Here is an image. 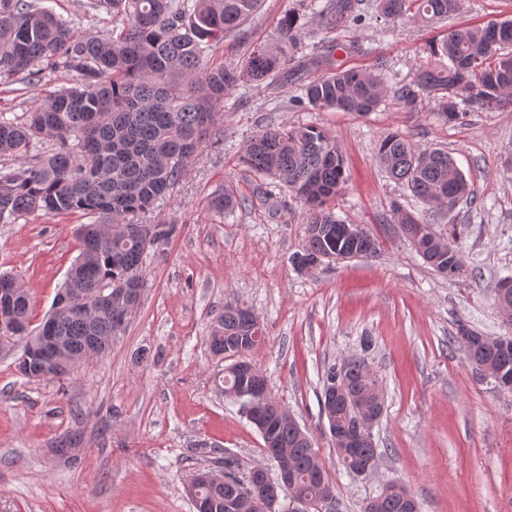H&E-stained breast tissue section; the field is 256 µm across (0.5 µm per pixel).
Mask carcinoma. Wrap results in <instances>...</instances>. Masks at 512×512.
I'll use <instances>...</instances> for the list:
<instances>
[{"label": "carcinoma", "instance_id": "cac0c4a2", "mask_svg": "<svg viewBox=\"0 0 512 512\" xmlns=\"http://www.w3.org/2000/svg\"><path fill=\"white\" fill-rule=\"evenodd\" d=\"M45 0H0V78L25 75L29 80L46 68L74 74L68 87L49 95L22 116L0 113V155L20 158L35 143L55 145L27 167L0 168V223L15 224L35 213L56 217L82 213L92 221L77 230L80 252L68 270L62 297L80 299L110 286L145 287L140 241L121 233L104 232L101 224L141 222L159 197L180 181L191 157L206 143L222 140L213 108L240 85H272L281 75L282 46L259 44L236 66L215 63L216 47L259 10L262 0H89L81 14L66 16L43 5ZM363 0H309L317 29L307 30L300 16L284 14L277 22L288 46L296 47L318 33H334L364 20ZM465 0H376L378 16L386 21L420 19L443 21L460 13ZM112 13V30L104 36L80 32L83 21L97 12ZM432 56L448 65L430 63L417 69L414 87L395 92L406 107L416 101V90L438 100L446 121L458 119L460 104L493 110L512 99V19H495L476 27L448 31L431 45ZM295 102L315 109H339L366 114L387 96L388 88L375 74L359 69L329 72L304 83ZM379 164L430 207L448 211L471 194V188L448 152L421 149L404 136L392 133L377 143ZM242 165L255 176L252 193L272 197L274 180L284 193L308 207L303 251L298 261L328 252L348 250L360 256L377 250L376 240L362 227L343 238L338 229L345 221L329 206L347 181L343 153L336 137L316 126L271 125L245 145ZM245 205L233 189L224 188L207 200L206 211L224 217ZM404 235L422 226L412 239L425 261L437 272L459 273L458 251L449 238L435 233L431 222L409 213H397ZM31 298L16 300L0 315V343L24 342L28 351ZM247 308L224 304L210 339L213 352L230 361L224 372V396L242 400L245 380L240 365L263 339L245 319ZM115 314L104 307L92 315L60 313L52 323L73 355L81 360L97 343L116 335ZM460 343L474 365L487 364L512 380V339L481 343L482 336L465 331ZM346 381L351 405L336 403L335 426L353 421L352 412H365L384 404L378 378L363 358L352 356L327 368L322 392L336 380ZM272 429L263 439L272 461L283 456L295 473V484L283 489L288 499L304 497L332 510L335 500L326 467L288 409L269 396ZM195 473L191 486L196 512H291L263 496L252 475L239 476L237 457L224 451V480H202ZM408 490L387 483L365 505L363 512H407Z\"/></svg>", "mask_w": 512, "mask_h": 512}]
</instances>
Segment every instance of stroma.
Returning <instances> with one entry per match:
<instances>
[{"label":"stroma","mask_w":512,"mask_h":512,"mask_svg":"<svg viewBox=\"0 0 512 512\" xmlns=\"http://www.w3.org/2000/svg\"><path fill=\"white\" fill-rule=\"evenodd\" d=\"M300 0H264L247 36L225 38L216 61L237 65L254 43L279 39L276 22ZM512 17V0H467L438 23L367 19L334 35L338 69L375 68L393 90L411 83L448 30ZM312 40L288 54L280 81L245 85L216 107L222 146H203L180 183L148 216L177 232L146 254L138 308L111 349L63 380L31 381L16 370L21 345L0 350V512H194L188 481L200 468L221 471L233 452L240 474L267 465L263 441L239 403L222 392L224 360L208 336L225 303L258 317L264 340L249 354L269 390L315 448L335 488V512H360L391 481L420 512H512V392L480 375L455 336L459 325L512 336L495 304L499 281L512 279V105L467 110L445 121L419 94L415 110L387 97L373 112L316 110L295 103L301 84L322 76ZM70 76L45 71L0 85V112L22 115ZM314 125L332 132L349 179L336 215L364 226L379 243L370 256L298 269L307 210L276 191L253 197L239 161L246 142L268 125ZM400 133L421 148L448 150L473 190L471 202L437 215L433 229L455 234L461 270L433 271L402 234L394 207L421 217L427 206L388 177L376 144ZM233 184L245 207L208 216V197ZM75 213L0 224V272L19 279L39 324L79 253ZM370 350H363L365 337ZM364 354L382 385L385 408L373 429L380 458L364 476L338 462L321 407L322 374ZM82 442L70 459L54 452L72 427ZM213 453H199L200 444Z\"/></svg>","instance_id":"1"}]
</instances>
